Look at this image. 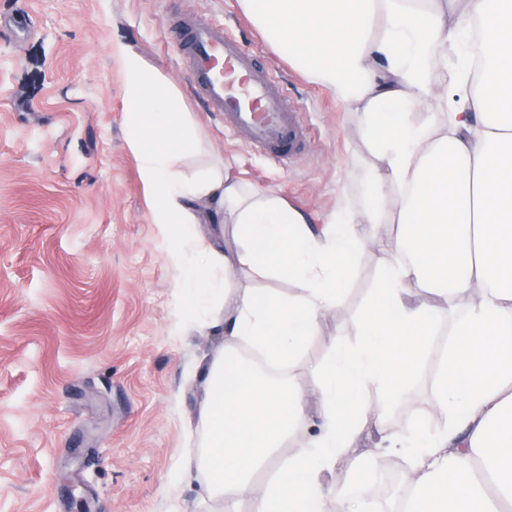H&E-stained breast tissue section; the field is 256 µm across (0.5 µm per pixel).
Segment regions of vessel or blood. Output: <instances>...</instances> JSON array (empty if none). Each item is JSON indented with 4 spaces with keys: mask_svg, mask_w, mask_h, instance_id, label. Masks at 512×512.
<instances>
[{
    "mask_svg": "<svg viewBox=\"0 0 512 512\" xmlns=\"http://www.w3.org/2000/svg\"><path fill=\"white\" fill-rule=\"evenodd\" d=\"M174 44L195 92L207 111L223 120L225 131L274 164L304 154L303 112L223 21L180 15Z\"/></svg>",
    "mask_w": 512,
    "mask_h": 512,
    "instance_id": "b4317fda",
    "label": "vessel or blood"
}]
</instances>
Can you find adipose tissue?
Wrapping results in <instances>:
<instances>
[{
  "label": "adipose tissue",
  "instance_id": "1",
  "mask_svg": "<svg viewBox=\"0 0 512 512\" xmlns=\"http://www.w3.org/2000/svg\"><path fill=\"white\" fill-rule=\"evenodd\" d=\"M239 4L276 50L358 114L378 166L367 205H347L319 233L273 191L246 187L223 166L183 177L179 164L201 148L197 125L162 73L124 54L129 147L151 221L166 230L195 322L218 304L226 315L224 348L208 362L201 445L179 479L201 475L204 496L229 501L271 469L252 512H369L358 477L373 460L340 462L407 393L434 326L461 301L448 368L434 379L447 423L420 417L386 443L409 464L403 512H503L512 503V0ZM432 100L437 111H424ZM203 198L211 221L237 226L229 254L200 248L193 205ZM390 207L397 250L382 259L357 318L360 339L332 343L309 366L314 385L302 386L288 370L318 338L322 317L341 312L351 258ZM427 248L428 267L418 259ZM228 267L292 279L300 292L230 291ZM245 344L261 364L241 358ZM251 401L278 411L260 455L241 416ZM302 427L306 439L287 451ZM287 483L296 492L286 506Z\"/></svg>",
  "mask_w": 512,
  "mask_h": 512
}]
</instances>
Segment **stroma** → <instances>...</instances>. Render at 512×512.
<instances>
[{"label": "stroma", "mask_w": 512, "mask_h": 512, "mask_svg": "<svg viewBox=\"0 0 512 512\" xmlns=\"http://www.w3.org/2000/svg\"><path fill=\"white\" fill-rule=\"evenodd\" d=\"M224 21L305 114L310 144L285 167L225 135L192 88L169 33L179 14ZM166 75L198 125L193 177L223 162L308 223H330L369 188L377 161L354 113L275 52L238 0H0V512H225L202 478L177 480L200 445L199 372L223 349V327L184 331L190 298L153 224L127 141L122 52ZM395 210L354 256L342 313H327L293 374L332 342H356L355 320L395 252ZM452 320L429 339L407 396L383 427L434 416L437 362ZM392 472L369 480L374 512L404 486V457L361 443Z\"/></svg>", "instance_id": "35a3bbf8"}]
</instances>
